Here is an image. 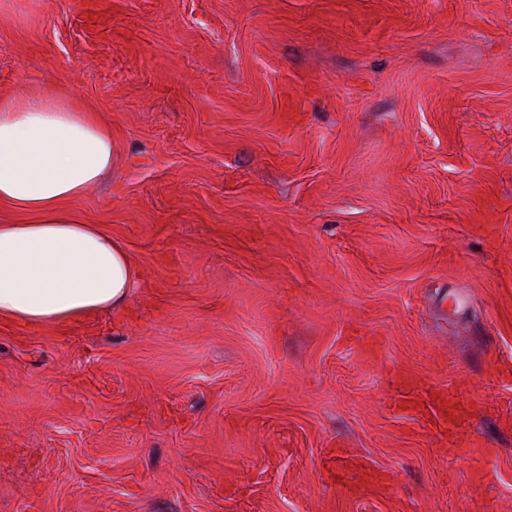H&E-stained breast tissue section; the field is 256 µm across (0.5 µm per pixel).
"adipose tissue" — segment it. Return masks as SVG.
Returning <instances> with one entry per match:
<instances>
[{"label": "adipose tissue", "instance_id": "1", "mask_svg": "<svg viewBox=\"0 0 512 512\" xmlns=\"http://www.w3.org/2000/svg\"><path fill=\"white\" fill-rule=\"evenodd\" d=\"M112 169V133L74 98L0 101V319L47 324L122 307L138 269L68 209Z\"/></svg>", "mask_w": 512, "mask_h": 512}]
</instances>
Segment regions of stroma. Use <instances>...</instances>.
<instances>
[{
  "label": "stroma",
  "mask_w": 512,
  "mask_h": 512,
  "mask_svg": "<svg viewBox=\"0 0 512 512\" xmlns=\"http://www.w3.org/2000/svg\"><path fill=\"white\" fill-rule=\"evenodd\" d=\"M35 87L139 279L0 320V512H512V0H0Z\"/></svg>",
  "instance_id": "stroma-1"
}]
</instances>
